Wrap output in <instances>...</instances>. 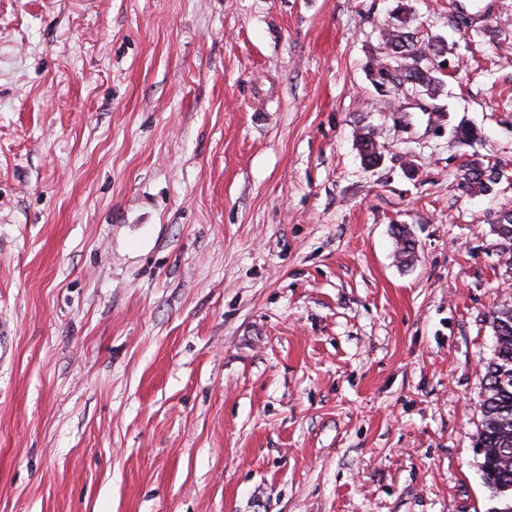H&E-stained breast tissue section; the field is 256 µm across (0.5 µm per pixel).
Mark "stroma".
I'll use <instances>...</instances> for the list:
<instances>
[{
  "label": "stroma",
  "instance_id": "obj_1",
  "mask_svg": "<svg viewBox=\"0 0 512 512\" xmlns=\"http://www.w3.org/2000/svg\"><path fill=\"white\" fill-rule=\"evenodd\" d=\"M407 2L433 97L395 0H0V512H495L512 0ZM393 12L392 18L396 23L385 32L392 57L396 59L397 65H403L405 78L412 83L409 85L412 90L420 89L419 91L435 96L443 79L431 68L437 56L445 51V46L438 41L418 36V31H406L408 17L406 7L402 3L398 4ZM434 65L440 74L447 72L450 67L447 58L436 61ZM464 171L459 186L468 195L485 194L493 191L495 185L494 166H484L479 160L467 159L463 165Z\"/></svg>",
  "mask_w": 512,
  "mask_h": 512
}]
</instances>
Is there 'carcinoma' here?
<instances>
[{
	"label": "carcinoma",
	"mask_w": 512,
	"mask_h": 512,
	"mask_svg": "<svg viewBox=\"0 0 512 512\" xmlns=\"http://www.w3.org/2000/svg\"><path fill=\"white\" fill-rule=\"evenodd\" d=\"M395 23L385 32L392 57L403 66L411 89L436 93L443 79L432 70L437 56L445 51L438 41L424 39L418 32L407 30L406 7L394 9ZM363 161L374 166L379 162L370 151L371 132L359 136ZM494 167L479 160H466L459 186L468 195L485 194L495 187ZM498 235L512 242V207H504L498 216ZM497 353L487 367V396L483 404V419L476 444L486 448L482 455L481 471L484 483L498 498L502 507L496 512H512V309L494 312Z\"/></svg>",
	"instance_id": "carcinoma-1"
}]
</instances>
